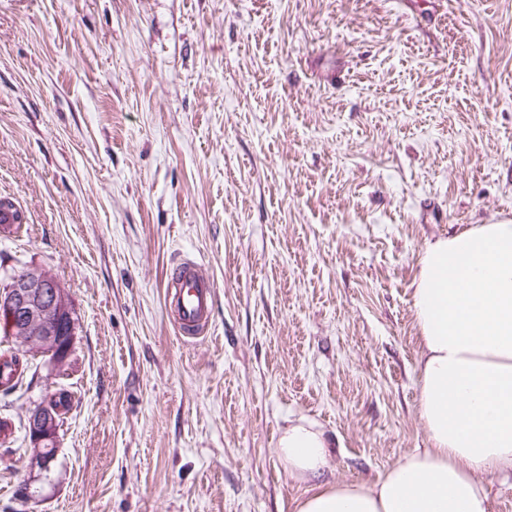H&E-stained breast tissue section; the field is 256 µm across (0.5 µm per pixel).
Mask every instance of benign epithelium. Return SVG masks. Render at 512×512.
Returning a JSON list of instances; mask_svg holds the SVG:
<instances>
[{"instance_id": "7a95c632", "label": "benign epithelium", "mask_w": 512, "mask_h": 512, "mask_svg": "<svg viewBox=\"0 0 512 512\" xmlns=\"http://www.w3.org/2000/svg\"><path fill=\"white\" fill-rule=\"evenodd\" d=\"M0 313L6 314L8 329L32 348V353L49 357V363L64 367L71 355L74 336L65 334L71 325V309L57 279L46 271L12 278L0 291ZM50 400H45L28 415L27 437L35 462L57 445L59 423Z\"/></svg>"}]
</instances>
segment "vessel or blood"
<instances>
[{"mask_svg": "<svg viewBox=\"0 0 512 512\" xmlns=\"http://www.w3.org/2000/svg\"><path fill=\"white\" fill-rule=\"evenodd\" d=\"M214 284L204 266L188 256L170 264L165 307L170 324L184 342L204 339L212 327Z\"/></svg>", "mask_w": 512, "mask_h": 512, "instance_id": "vessel-or-blood-1", "label": "vessel or blood"}]
</instances>
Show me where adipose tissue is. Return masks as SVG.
<instances>
[{"label": "adipose tissue", "instance_id": "adipose-tissue-1", "mask_svg": "<svg viewBox=\"0 0 512 512\" xmlns=\"http://www.w3.org/2000/svg\"><path fill=\"white\" fill-rule=\"evenodd\" d=\"M413 307L427 447L375 483L325 484L323 431L289 421L276 455L291 477L313 483L295 512H488L480 474L512 472V222L426 242Z\"/></svg>", "mask_w": 512, "mask_h": 512}]
</instances>
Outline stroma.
I'll return each instance as SVG.
<instances>
[{"label": "stroma", "mask_w": 512, "mask_h": 512, "mask_svg": "<svg viewBox=\"0 0 512 512\" xmlns=\"http://www.w3.org/2000/svg\"><path fill=\"white\" fill-rule=\"evenodd\" d=\"M1 199L0 284L56 276L75 344L0 404V512H295L302 416L322 482H376L427 445L422 247L512 219V0H0ZM179 254L215 285L194 345ZM60 389L41 472L27 415ZM165 288L167 316L177 336L187 343L204 339L212 327L215 288L204 266L189 256H177ZM328 441L324 432L305 418L289 420L275 448L288 474L300 480L318 479L328 462Z\"/></svg>", "instance_id": "35a3bbf8"}]
</instances>
